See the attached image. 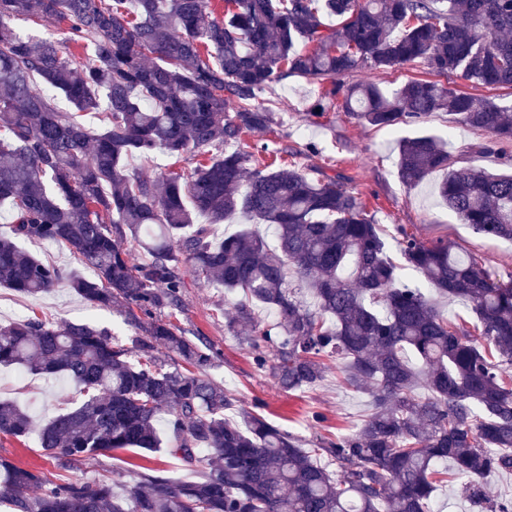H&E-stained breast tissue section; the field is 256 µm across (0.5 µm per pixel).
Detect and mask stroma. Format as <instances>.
I'll use <instances>...</instances> for the list:
<instances>
[{"mask_svg":"<svg viewBox=\"0 0 512 512\" xmlns=\"http://www.w3.org/2000/svg\"><path fill=\"white\" fill-rule=\"evenodd\" d=\"M428 76L423 65L413 63L388 72L362 66L342 75L340 81L346 86L374 83L391 94L408 80ZM328 88V83L296 74L274 80L258 94L256 103L271 108L275 122L265 131L245 136L244 150L258 152L260 162L267 164L272 157L259 153V146L266 143L282 149L286 160L310 176L336 177L381 226L403 229L426 244L446 242L454 251L473 255L500 274H511L512 241L485 236L460 223L435 192L443 172H433L415 186L404 184L398 172L397 140L434 134L444 140L456 167L511 173L512 161L496 153L478 152V145L490 141V134L460 125L445 112L431 113L393 130L379 129L344 111L339 99L328 96ZM236 302V296L225 294L223 289L192 284L184 293L181 310H164L160 316L170 319L186 335L202 336L214 345L220 357L205 374L231 392L239 407L299 436L309 447L356 432L370 412L369 394L343 385L335 368L327 371L319 386L295 392L280 390L269 368L258 366L253 348L225 330L224 323L234 313ZM34 317L90 323L125 342L135 334L123 315L90 306L67 285L36 297L0 285L1 324ZM60 394L75 397L74 384L61 377L0 366V399L18 401L35 423H43L56 413ZM0 456L16 465L42 470L58 483L114 480L131 485L143 466L163 469L176 479L191 477L178 458L155 454L147 459L137 450H115L62 469L44 456L31 437L20 442L0 435Z\"/></svg>","mask_w":512,"mask_h":512,"instance_id":"stroma-1","label":"stroma"}]
</instances>
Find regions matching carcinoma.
<instances>
[{
  "label": "carcinoma",
  "mask_w": 512,
  "mask_h": 512,
  "mask_svg": "<svg viewBox=\"0 0 512 512\" xmlns=\"http://www.w3.org/2000/svg\"><path fill=\"white\" fill-rule=\"evenodd\" d=\"M0 0V284L28 295L51 291L61 271L16 240L65 244L94 271L69 286L100 308H138L142 335L127 348L88 323L26 319L0 324V365L63 374L80 399H63L35 427L0 399V434L36 435L65 468L115 449L152 453L167 445L200 479L146 467L122 482L58 484L0 456V506L8 512H432L439 466L451 462L469 496L512 471V276L473 257L402 233L403 265L365 207L334 177L288 164L251 167L253 154L227 147L266 130L270 110L254 104L277 75L330 83L326 95L363 123L393 129L446 111L512 143V104L479 99L440 81L512 89V0ZM340 19L333 27L323 17ZM51 19L86 51L21 36L11 22ZM299 42L307 52L295 50ZM420 61L437 81L413 79L394 96L336 77L359 67L396 69ZM54 89L73 105L60 111ZM233 108V114L226 112ZM99 115L100 127L85 116ZM160 151L200 158L191 180L149 177L125 160ZM399 174L416 184L446 171L440 198L460 222L512 239V175L456 169L439 138L402 139ZM246 214L275 229L270 247L249 227L221 240L210 224ZM147 260L134 264L131 249ZM421 274L427 287L399 270ZM306 283L310 308L288 274ZM241 295L228 333L272 349L271 374L288 392L317 386L329 364L371 397L357 432L302 447L301 440L236 399L204 372L218 352L152 317L178 310L187 277ZM466 302L475 332L448 320L429 296ZM277 311L274 323L253 308ZM164 350V357L155 351ZM428 395L419 394V389ZM167 412L169 437L160 434ZM336 464L331 474L320 463ZM38 492L31 495L29 490Z\"/></svg>",
  "instance_id": "obj_1"
}]
</instances>
